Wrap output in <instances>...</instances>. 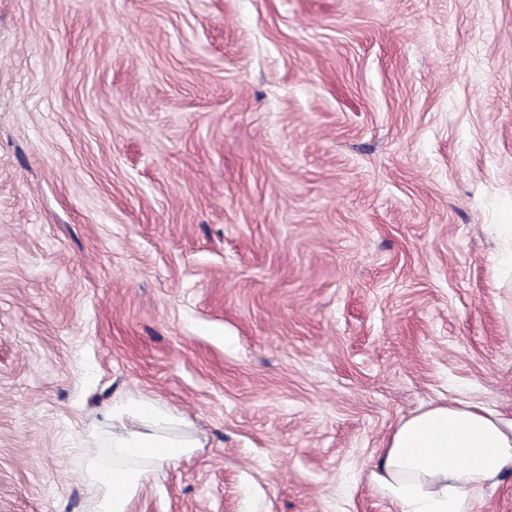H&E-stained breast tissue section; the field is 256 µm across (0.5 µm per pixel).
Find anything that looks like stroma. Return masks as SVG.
<instances>
[{
	"label": "stroma",
	"mask_w": 512,
	"mask_h": 512,
	"mask_svg": "<svg viewBox=\"0 0 512 512\" xmlns=\"http://www.w3.org/2000/svg\"><path fill=\"white\" fill-rule=\"evenodd\" d=\"M512 0H0V512H95L117 395L203 448L129 512H393L512 411ZM512 472V413L467 397L402 418L370 472L394 512H477Z\"/></svg>",
	"instance_id": "35a3bbf8"
}]
</instances>
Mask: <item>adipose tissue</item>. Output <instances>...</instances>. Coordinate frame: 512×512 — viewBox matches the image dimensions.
<instances>
[{
  "instance_id": "adipose-tissue-1",
  "label": "adipose tissue",
  "mask_w": 512,
  "mask_h": 512,
  "mask_svg": "<svg viewBox=\"0 0 512 512\" xmlns=\"http://www.w3.org/2000/svg\"><path fill=\"white\" fill-rule=\"evenodd\" d=\"M112 474L90 491L98 512H128L155 469L190 456L202 441L189 423L146 397H117L101 413ZM512 473V413L466 397L402 418L370 472L394 512H478L486 491Z\"/></svg>"
}]
</instances>
